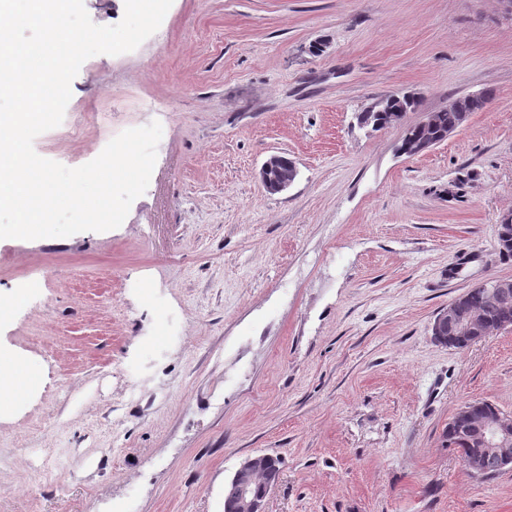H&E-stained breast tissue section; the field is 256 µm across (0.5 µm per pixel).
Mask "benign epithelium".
Returning a JSON list of instances; mask_svg holds the SVG:
<instances>
[{
	"label": "benign epithelium",
	"mask_w": 512,
	"mask_h": 512,
	"mask_svg": "<svg viewBox=\"0 0 512 512\" xmlns=\"http://www.w3.org/2000/svg\"><path fill=\"white\" fill-rule=\"evenodd\" d=\"M296 167L286 166L278 154L270 155L260 171L262 184L271 193H281L292 186ZM486 299L496 307L493 318L477 316L472 306L458 300L448 303L432 325V335L440 344L451 347L471 346L505 329L512 328V277L490 278L481 283ZM455 423L448 429V438L465 442L479 452L466 462L468 471L484 478L503 471L512 463V414L495 410L482 412L466 403L454 413ZM274 458L257 454L242 460L224 487V512H265V496L260 488L269 480Z\"/></svg>",
	"instance_id": "benign-epithelium-1"
}]
</instances>
